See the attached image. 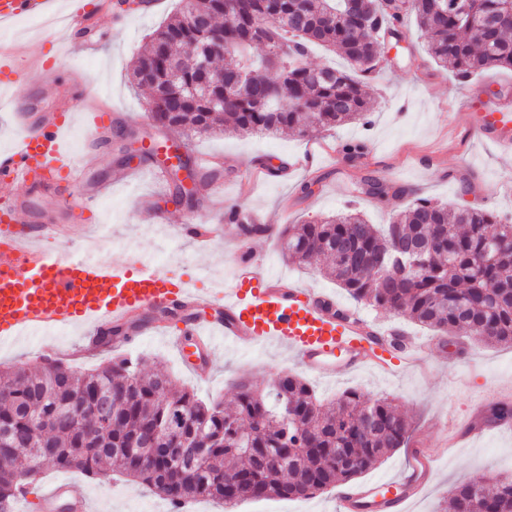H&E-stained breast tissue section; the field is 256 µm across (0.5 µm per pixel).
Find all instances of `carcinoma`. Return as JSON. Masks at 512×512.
<instances>
[{"label": "carcinoma", "mask_w": 512, "mask_h": 512, "mask_svg": "<svg viewBox=\"0 0 512 512\" xmlns=\"http://www.w3.org/2000/svg\"><path fill=\"white\" fill-rule=\"evenodd\" d=\"M410 12L430 55L460 83L489 67L512 71V0H413ZM490 17L496 26L478 30ZM403 21L377 0H180L142 46L132 77L153 93L155 124L188 137L226 125L255 134L367 127L379 38ZM317 45L350 68L311 65ZM392 189L368 177L355 192L383 198ZM398 239L434 250L399 258ZM279 245L300 266L325 261L324 274L358 303L451 342L512 346V222L492 210L419 198L383 228L349 210L290 225ZM236 390L226 409L129 357L90 370L54 361L0 372V512H12L27 475L46 465L90 478L114 472L172 504L309 498L356 480L409 439L388 398L351 391L324 403L288 372ZM488 419L511 421L512 403L494 404ZM449 508L512 512V480L461 483Z\"/></svg>", "instance_id": "cac0c4a2"}]
</instances>
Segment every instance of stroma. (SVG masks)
Wrapping results in <instances>:
<instances>
[{"label":"stroma","instance_id":"stroma-1","mask_svg":"<svg viewBox=\"0 0 512 512\" xmlns=\"http://www.w3.org/2000/svg\"><path fill=\"white\" fill-rule=\"evenodd\" d=\"M179 0H162L157 10L106 12L91 36L101 46L92 57L79 54L61 33L46 27L24 33L12 27L9 41L25 55V43L41 42L51 70L20 83L14 99L37 112L70 95L73 85L67 72L85 74L90 86L111 106L118 127L153 131L149 116L151 92L131 86L132 63L144 39L177 11ZM403 31L405 48L396 58H383L386 75L377 81V102L371 126L349 123L330 131L303 137L292 131L268 136L212 134L185 141L186 157L200 154L222 161L218 176L223 195L210 194L214 176L194 171L197 193L191 202L171 201L174 182L156 180L150 167L128 174L119 138L101 143L96 164L82 173L85 190L106 186L100 198L98 239L72 246V254L91 249L112 260L128 250L147 254L166 271H188L190 277L218 293L229 286V271L240 234L238 224L224 226L222 242L206 253L179 238L184 215L194 213L204 223L216 224L225 206L243 205L256 214L267 231L251 237L252 254L270 274L282 276L301 288L326 294L352 309L385 332L404 331L422 342H434L421 368L400 366L391 374L371 370L335 380L310 377L323 401L337 399L354 389L364 396L393 398L411 426L409 445L395 449L374 469L357 478V485L383 484L398 476L408 463L411 443L426 441L438 451L426 486L411 512H445L446 497L456 484L481 476L512 479V425L479 434L466 432L477 404L512 391V347L468 343L465 355H456L447 338L436 337L409 318L354 303L336 282L315 267H301L280 252L278 233L290 224L323 220L358 206L369 223L387 224L416 197L459 207L492 208L512 216V164L501 149L479 137L459 117L471 98L512 90V71L487 68L467 83L438 67L427 52V38L414 17H407ZM363 140L367 153L358 159L345 157L343 144ZM369 176L399 187L396 195L382 199L356 196L355 187ZM311 183V194L300 190ZM80 339L79 329L49 337L27 335L0 347V371L41 367L43 348L66 349ZM179 349L155 336L140 337L129 354L143 358L146 368H164L178 385L202 399L221 397L232 401L236 380L262 384L282 371L300 368L283 347L267 343L254 347L223 346L213 359L209 378L194 376L184 365ZM79 489L90 498L92 512H171L170 502L141 485L117 479L111 482L75 475Z\"/></svg>","mask_w":512,"mask_h":512}]
</instances>
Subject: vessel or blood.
<instances>
[{
  "instance_id": "vessel-or-blood-1",
  "label": "vessel or blood",
  "mask_w": 512,
  "mask_h": 512,
  "mask_svg": "<svg viewBox=\"0 0 512 512\" xmlns=\"http://www.w3.org/2000/svg\"><path fill=\"white\" fill-rule=\"evenodd\" d=\"M66 4L65 33L84 30L94 19L96 0H0V26L26 17H48ZM40 45L17 58L11 43H0V75L13 82L29 74L47 73ZM85 119L88 139L98 140L112 131V113L97 96L78 88L74 99L42 113L39 118L20 114L25 127L21 141L0 153V184L12 193L0 196V345L22 333L51 335L75 325L85 329L75 355L86 354L114 324L133 322L149 310H167L160 333L176 329L190 333L199 348L215 352L218 343L255 346L279 343L309 373L323 378L365 368L389 371L393 359L386 350L367 353L363 326L356 319L341 321L332 299L298 288L265 273L255 262L248 244H241L233 260L230 288L220 297L191 287L155 267L138 252L117 261L86 253L73 258L70 244L84 238L95 208L93 196L72 202L46 224H32V204L37 195L63 196L77 182V163L66 144L74 115ZM480 137L512 149V104L485 103L476 113ZM179 233L198 248L208 249L224 236L220 224L185 222ZM435 462L426 447L416 449L410 468L389 487L370 486L342 491L338 512H406L426 484ZM31 512H57L61 502L76 512H90L88 499L74 483L47 485L40 494L22 490Z\"/></svg>"
}]
</instances>
